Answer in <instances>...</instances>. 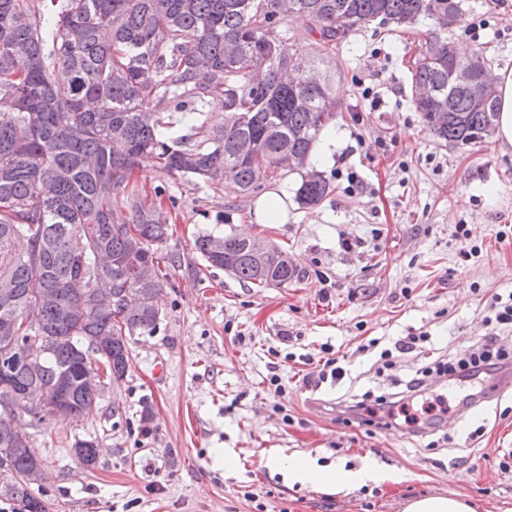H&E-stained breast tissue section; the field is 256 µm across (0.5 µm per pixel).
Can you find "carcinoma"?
<instances>
[{
    "mask_svg": "<svg viewBox=\"0 0 512 512\" xmlns=\"http://www.w3.org/2000/svg\"><path fill=\"white\" fill-rule=\"evenodd\" d=\"M307 22L310 47L286 43L288 18ZM460 0H0V397L63 396L83 415L98 392L86 369L110 384L127 374L128 338L153 333L164 313L155 304L167 280L159 247L168 217L129 180L152 156L167 175L216 183L233 171L241 191L293 172L288 155L311 159L335 117L336 45L376 19L398 27L431 21L411 64L412 96L427 130L448 143H471L494 131L497 91L478 103L473 87L452 78L465 63L448 42L461 21ZM224 103V121L206 113ZM192 116L174 135L172 113ZM305 209L331 192V178L299 171ZM80 234L87 251L74 254ZM195 249L255 288L297 277L287 252L260 238L205 233ZM149 262L153 277L133 273ZM93 279L112 284L90 287ZM47 299L38 301V292ZM40 302L36 323L24 325ZM40 479L27 437L0 415V496L23 512H46L31 492Z\"/></svg>",
    "mask_w": 512,
    "mask_h": 512,
    "instance_id": "obj_1",
    "label": "carcinoma"
}]
</instances>
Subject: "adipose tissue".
Here are the masks:
<instances>
[{
    "label": "adipose tissue",
    "instance_id": "1",
    "mask_svg": "<svg viewBox=\"0 0 512 512\" xmlns=\"http://www.w3.org/2000/svg\"><path fill=\"white\" fill-rule=\"evenodd\" d=\"M266 465L273 470L287 467L288 477L292 481L339 493L350 492L369 481L394 480L400 475L399 470L383 472L370 465L356 470L341 466L321 468L306 458L294 459L285 464L280 459L279 451L275 449L267 453Z\"/></svg>",
    "mask_w": 512,
    "mask_h": 512
}]
</instances>
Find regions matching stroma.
Returning <instances> with one entry per match:
<instances>
[{
	"label": "stroma",
	"instance_id": "stroma-1",
	"mask_svg": "<svg viewBox=\"0 0 512 512\" xmlns=\"http://www.w3.org/2000/svg\"><path fill=\"white\" fill-rule=\"evenodd\" d=\"M452 44L482 50L490 69H512V0H461ZM430 21L414 28L372 21L332 56L339 107L330 131L336 151L326 174L332 193L301 208L299 174L266 183L288 210L282 224L258 223L260 195L172 177L144 160L132 185H164L176 206L161 247L178 262L156 297L165 314L152 334L129 340L124 382L105 386L77 419L18 418L46 478L34 492L47 512H251L244 492L268 512H402L412 498L460 495L477 512H512V379L450 380L437 386L448 415L433 429L439 448L409 427L349 422V405L379 391L370 339L381 347L411 333L429 340L395 354L403 378L439 356L466 352L486 332L485 302L512 293V148L494 137L449 144L425 128L411 102V61ZM378 87L381 104L362 95ZM388 140L387 150L375 142ZM471 229L481 254L464 262L456 225ZM257 237L287 252L298 270L281 287L253 288L209 266L199 234ZM358 238V250L344 239ZM343 355L345 377L306 388L323 346ZM285 387L268 388L271 374ZM391 374V375H392ZM286 413L274 410V403ZM79 440L99 445L85 465ZM311 459L320 467L373 462L403 470L399 481L336 493L291 483L265 455ZM234 462L225 466L224 452Z\"/></svg>",
	"mask_w": 512,
	"mask_h": 512
}]
</instances>
